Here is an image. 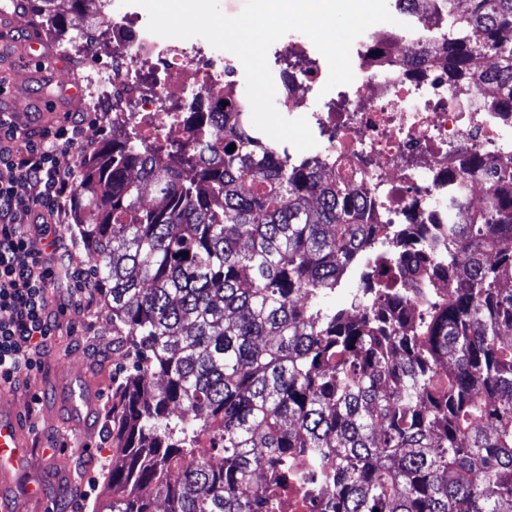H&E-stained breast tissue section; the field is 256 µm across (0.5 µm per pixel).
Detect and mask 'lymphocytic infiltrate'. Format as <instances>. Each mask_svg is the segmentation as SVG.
<instances>
[{
  "mask_svg": "<svg viewBox=\"0 0 512 512\" xmlns=\"http://www.w3.org/2000/svg\"><path fill=\"white\" fill-rule=\"evenodd\" d=\"M88 149L83 120L37 129L0 106V165L12 171L0 181V387L39 370L61 316L97 290L60 233L63 201L76 190L60 158Z\"/></svg>",
  "mask_w": 512,
  "mask_h": 512,
  "instance_id": "f902f5d3",
  "label": "lymphocytic infiltrate"
}]
</instances>
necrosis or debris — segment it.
Returning a JSON list of instances; mask_svg holds the SVG:
<instances>
[{
    "label": "necrosis or debris",
    "mask_w": 512,
    "mask_h": 512,
    "mask_svg": "<svg viewBox=\"0 0 512 512\" xmlns=\"http://www.w3.org/2000/svg\"><path fill=\"white\" fill-rule=\"evenodd\" d=\"M418 15L395 11V23L359 38L351 84L325 90L329 70L320 62L276 74L284 117H306L336 136L307 154L322 160L337 180L357 187L372 224H444L448 179L463 156L512 161V114L485 108L484 88L452 84L441 40L426 52L407 53V39L421 40L436 27L437 0H418ZM101 29L112 37V55L100 41L61 40L64 63L86 60L84 96L112 122L136 123L149 142L187 141L182 118L188 98L210 105L245 98L237 76L243 66L230 52L201 37L164 38L148 31V13L120 0H97Z\"/></svg>",
    "instance_id": "necrosis-or-debris-1"
}]
</instances>
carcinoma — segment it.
<instances>
[{
	"label": "carcinoma",
	"mask_w": 512,
	"mask_h": 512,
	"mask_svg": "<svg viewBox=\"0 0 512 512\" xmlns=\"http://www.w3.org/2000/svg\"><path fill=\"white\" fill-rule=\"evenodd\" d=\"M443 5L448 80L512 113V0ZM184 110L186 143L113 129L72 198L131 357L96 512H272L315 479L320 512H512V167L467 157L427 237L242 105Z\"/></svg>",
	"instance_id": "1"
}]
</instances>
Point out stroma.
I'll return each instance as SVG.
<instances>
[{"label": "stroma", "instance_id": "stroma-1", "mask_svg": "<svg viewBox=\"0 0 512 512\" xmlns=\"http://www.w3.org/2000/svg\"><path fill=\"white\" fill-rule=\"evenodd\" d=\"M51 59L44 84L15 88L13 107L23 111L66 94ZM105 294L69 311L41 357V368L12 389L23 425L32 438L29 470L9 485L20 512H94L114 453L108 439L112 406L125 379V357L112 344V320Z\"/></svg>", "mask_w": 512, "mask_h": 512}]
</instances>
